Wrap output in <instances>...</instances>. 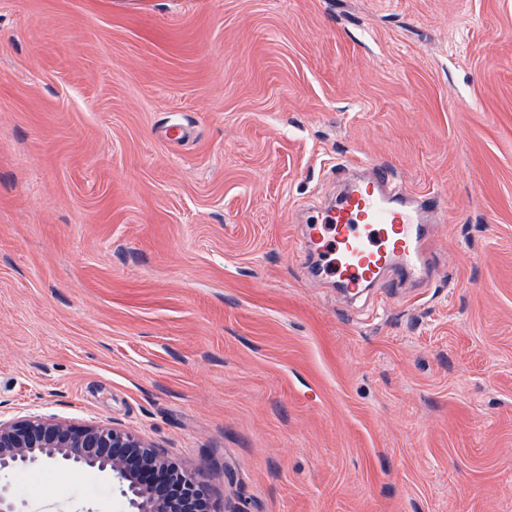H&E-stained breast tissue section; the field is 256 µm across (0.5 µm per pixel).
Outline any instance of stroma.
I'll return each mask as SVG.
<instances>
[{
    "label": "stroma",
    "mask_w": 512,
    "mask_h": 512,
    "mask_svg": "<svg viewBox=\"0 0 512 512\" xmlns=\"http://www.w3.org/2000/svg\"><path fill=\"white\" fill-rule=\"evenodd\" d=\"M345 160L445 197L427 287L353 308L296 247ZM34 414L222 512H512V0H0V415Z\"/></svg>",
    "instance_id": "obj_1"
}]
</instances>
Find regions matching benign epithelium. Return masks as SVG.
Masks as SVG:
<instances>
[{
    "instance_id": "1",
    "label": "benign epithelium",
    "mask_w": 512,
    "mask_h": 512,
    "mask_svg": "<svg viewBox=\"0 0 512 512\" xmlns=\"http://www.w3.org/2000/svg\"><path fill=\"white\" fill-rule=\"evenodd\" d=\"M43 461L112 476L129 512H214L196 473L130 431L42 416L0 418V477Z\"/></svg>"
}]
</instances>
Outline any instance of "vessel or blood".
<instances>
[{"instance_id":"1","label":"vessel or blood","mask_w":512,"mask_h":512,"mask_svg":"<svg viewBox=\"0 0 512 512\" xmlns=\"http://www.w3.org/2000/svg\"><path fill=\"white\" fill-rule=\"evenodd\" d=\"M347 170L344 192L308 234L325 276L353 299L388 274L398 286L428 283L438 255L429 218L444 210L445 199L408 193L384 165Z\"/></svg>"}]
</instances>
